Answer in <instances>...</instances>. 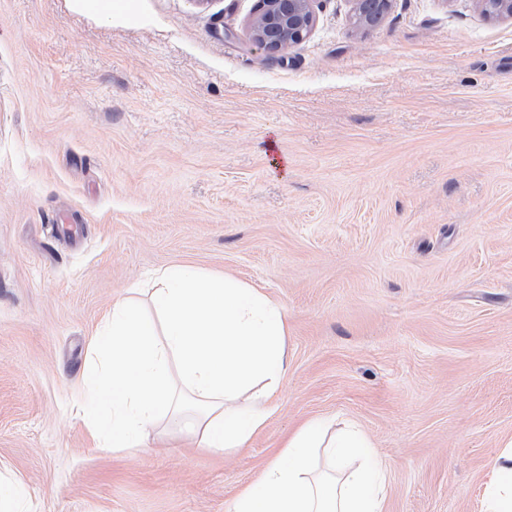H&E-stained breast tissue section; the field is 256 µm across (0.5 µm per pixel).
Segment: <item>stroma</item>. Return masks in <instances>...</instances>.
Wrapping results in <instances>:
<instances>
[{"label":"stroma","instance_id":"obj_1","mask_svg":"<svg viewBox=\"0 0 512 512\" xmlns=\"http://www.w3.org/2000/svg\"><path fill=\"white\" fill-rule=\"evenodd\" d=\"M117 2L0 0V478L25 512H226L323 418L371 442L384 512H480L512 438V20L315 0L269 54L258 0ZM176 263L285 308L269 417L233 454L96 450L89 334Z\"/></svg>","mask_w":512,"mask_h":512}]
</instances>
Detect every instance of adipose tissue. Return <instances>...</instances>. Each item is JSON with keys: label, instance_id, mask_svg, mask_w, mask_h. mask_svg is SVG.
Segmentation results:
<instances>
[{"label": "adipose tissue", "instance_id": "adipose-tissue-1", "mask_svg": "<svg viewBox=\"0 0 512 512\" xmlns=\"http://www.w3.org/2000/svg\"><path fill=\"white\" fill-rule=\"evenodd\" d=\"M112 304L89 344L79 412L95 448L142 447L168 424L200 447L233 452L265 424L288 367L287 313L226 275L175 264ZM310 420L289 433L229 512H384L381 464L352 425ZM481 512H512V439L485 484Z\"/></svg>", "mask_w": 512, "mask_h": 512}]
</instances>
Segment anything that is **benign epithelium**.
<instances>
[{
    "instance_id": "benign-epithelium-1",
    "label": "benign epithelium",
    "mask_w": 512,
    "mask_h": 512,
    "mask_svg": "<svg viewBox=\"0 0 512 512\" xmlns=\"http://www.w3.org/2000/svg\"><path fill=\"white\" fill-rule=\"evenodd\" d=\"M314 0H259L253 23L255 43L270 53H280L301 41L314 25ZM482 13L512 19V0H476Z\"/></svg>"
}]
</instances>
